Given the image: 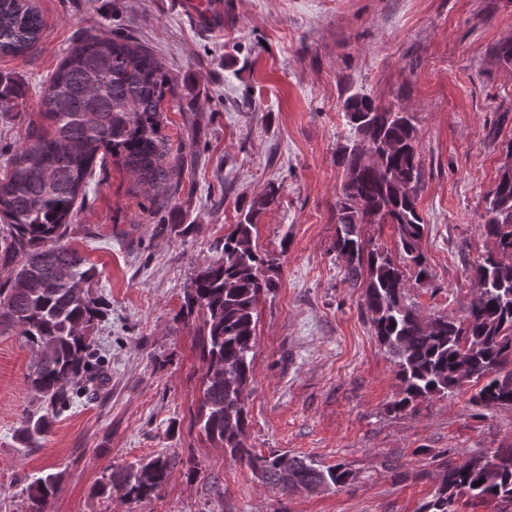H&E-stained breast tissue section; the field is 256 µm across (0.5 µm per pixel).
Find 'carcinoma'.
Segmentation results:
<instances>
[{
    "label": "carcinoma",
    "mask_w": 512,
    "mask_h": 512,
    "mask_svg": "<svg viewBox=\"0 0 512 512\" xmlns=\"http://www.w3.org/2000/svg\"><path fill=\"white\" fill-rule=\"evenodd\" d=\"M43 28L32 0H0V55L34 53ZM168 97L178 99L177 85L152 50L129 35L88 36L68 51L44 90L41 115L49 127L31 123L28 142L0 177V265L11 267L0 283V332H16L31 348L27 382L38 402L21 417L26 444L44 435L50 416L94 381L88 359L103 301L84 287L93 276L86 259L64 244L69 219L97 158L102 168L107 156L118 158L162 206L177 192L182 171L163 133ZM344 109L354 134L336 154L347 180L336 206L332 250L346 260L352 286L364 288L374 335L397 368L402 397L394 409H412L471 382L478 386L474 405L511 408L512 177L502 174L485 198L482 231L494 239L496 251L475 267L476 299L466 316L425 317L406 303L408 281L400 264L367 250L360 233L362 224L397 225L399 250L414 267L415 280L431 278L421 251L416 128L407 113L380 106L367 94L348 96ZM278 199L279 189L271 186L251 201L185 294L187 310L202 314L200 345L207 361L195 421L207 439L282 493L344 487L354 475L342 463L323 466L246 446L244 392L252 382L254 313L260 296L274 288L262 274L269 261L259 254L253 231ZM175 464L158 455L114 471L110 493L122 502L149 498ZM58 490L54 474L29 483L30 512H44ZM461 494L496 500L503 504L500 512H512V448L446 469L420 512H457Z\"/></svg>",
    "instance_id": "obj_1"
}]
</instances>
